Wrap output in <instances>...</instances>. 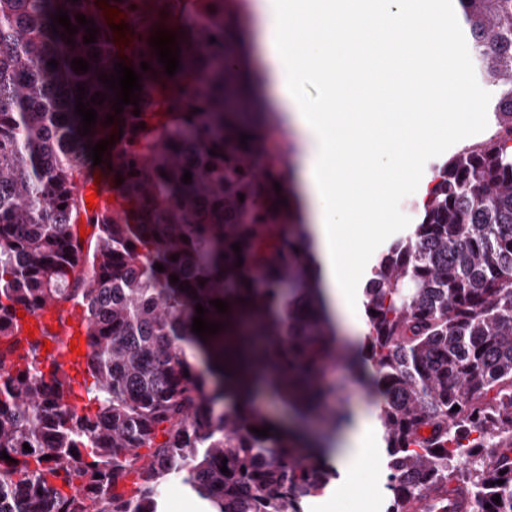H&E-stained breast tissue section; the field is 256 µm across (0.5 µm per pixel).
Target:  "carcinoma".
<instances>
[{"instance_id": "carcinoma-1", "label": "carcinoma", "mask_w": 512, "mask_h": 512, "mask_svg": "<svg viewBox=\"0 0 512 512\" xmlns=\"http://www.w3.org/2000/svg\"><path fill=\"white\" fill-rule=\"evenodd\" d=\"M457 4L493 87L494 133L434 168L412 232L364 288L359 361L382 399L386 512H402L421 479L439 493L464 489L479 512H512V0ZM111 8L123 17L109 20ZM59 10L74 25L77 14L94 21L96 42L83 43L81 26L71 44L64 27L52 32ZM166 17L181 49L174 82L149 45ZM237 21L231 0H0V452L11 457L0 459V512H162L173 476L208 512H305L333 478L296 449L322 452L349 424L323 381L346 352L303 225L274 188L285 186V164L249 166L256 137L224 108L248 93L230 46ZM130 54L151 66H133L138 117L133 105L115 114V93L98 81ZM78 57L88 72L71 68ZM79 83L88 99L106 94L89 103L98 118L85 136ZM113 135L92 165L86 145ZM96 174L114 201L91 212L78 182ZM82 214L97 229L87 252L73 231ZM68 303L85 326L83 413L69 402V374L46 370L41 342L16 322L20 309ZM198 303L222 324L204 341L192 332ZM258 383L321 434L251 432L270 425L248 408ZM461 451L469 471L456 467Z\"/></svg>"}]
</instances>
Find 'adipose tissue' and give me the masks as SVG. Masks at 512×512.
Returning <instances> with one entry per match:
<instances>
[{"instance_id": "ef3b65f1", "label": "adipose tissue", "mask_w": 512, "mask_h": 512, "mask_svg": "<svg viewBox=\"0 0 512 512\" xmlns=\"http://www.w3.org/2000/svg\"><path fill=\"white\" fill-rule=\"evenodd\" d=\"M263 21L274 33V78L303 136L299 182L315 270L329 308L358 335L363 225L380 229L381 195L447 135L445 112L460 133L479 119L455 64L461 48L437 0H277ZM363 45L371 48L365 58ZM384 74L392 106L373 112ZM306 82L324 93L302 104L294 90ZM376 428L375 414L355 415L328 455L339 488L354 489L360 471H385L384 452L370 445Z\"/></svg>"}]
</instances>
